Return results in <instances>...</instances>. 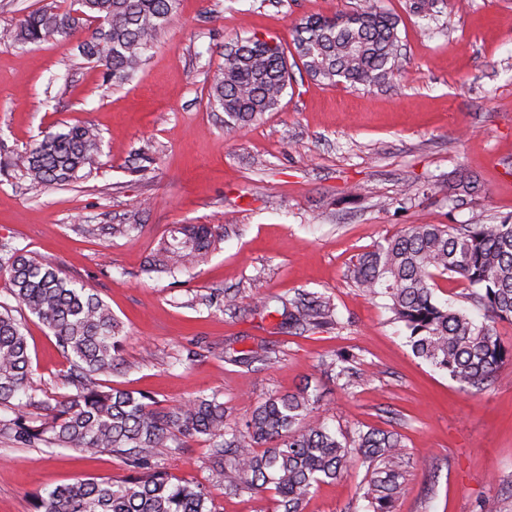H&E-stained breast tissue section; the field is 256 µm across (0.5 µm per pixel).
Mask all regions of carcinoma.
<instances>
[{"label":"carcinoma","mask_w":512,"mask_h":512,"mask_svg":"<svg viewBox=\"0 0 512 512\" xmlns=\"http://www.w3.org/2000/svg\"><path fill=\"white\" fill-rule=\"evenodd\" d=\"M180 0H70L53 2L21 18L10 32L14 45L69 38L83 24L91 36L79 45L86 60L105 67L112 84L131 80L145 51L176 19ZM398 19L378 0H362L352 14L311 16L295 25L293 46L305 72L327 84L371 86L400 75L403 58ZM290 80L280 44L244 38L224 55V69L213 79L209 97L224 110V124L237 132L276 110ZM100 134L87 124L46 132L8 162L34 188L74 183L101 165ZM476 189L471 176L458 172L448 181V198L461 200ZM182 237L162 241L149 271L172 274L194 267L215 248L207 224L180 228ZM0 273L8 275L16 306L0 305V405L27 394L31 356L23 322L13 311L37 318L70 358L69 378L76 393L54 407L38 426L22 416L0 424L20 443L75 448L83 454H116L131 470L121 481L78 478L37 497L35 512H215L205 489L173 482L155 469L159 456L187 439L207 435L212 475L224 494L273 492V512H304L315 485L340 478L354 459L367 466L362 499L368 512H389L404 493V448L400 435L370 428L347 436L332 431L315 415L317 395L303 386L271 395L242 424L229 422L218 396L200 395L173 407H158L152 397L125 389H99V377L119 365L121 326L109 306L55 265L24 247L0 242ZM458 278L471 288L470 300L483 321L435 297L436 279ZM356 287L387 300L394 320L409 331L413 353L445 371L468 392L487 390L501 367L512 361L495 324L512 322V224H413L403 233L362 253L352 270ZM281 317L288 334L338 324L335 308L318 295L260 300ZM235 363L250 366L274 360L264 343L237 351ZM352 358L326 363L347 387L355 382Z\"/></svg>","instance_id":"1"}]
</instances>
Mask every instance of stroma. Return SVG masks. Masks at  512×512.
Segmentation results:
<instances>
[{"instance_id": "1", "label": "stroma", "mask_w": 512, "mask_h": 512, "mask_svg": "<svg viewBox=\"0 0 512 512\" xmlns=\"http://www.w3.org/2000/svg\"><path fill=\"white\" fill-rule=\"evenodd\" d=\"M48 0H0V165L75 123L101 133L102 165L84 182L35 190L0 169V241L52 260L98 294L122 326L121 364L103 389L140 391L164 405L219 393L231 419L304 383L330 427L389 430L405 445V494L392 512H477L485 499L512 512V363L471 395L417 358L384 299L356 288L358 256L412 224H490L512 219V0H437L429 16L408 0H380L400 20L404 69L394 83L351 88L309 77L301 63L278 110L228 132L209 100L211 81L238 39L292 50L302 19L350 12L359 0H181L176 21L146 53L136 78L104 84L77 39L13 46L26 12ZM481 194L462 204L435 186L458 171ZM359 195H349L350 186ZM132 224L128 236L92 237L89 226ZM179 224L211 225L219 241L194 269L146 272L158 242ZM329 300L337 326L291 335L256 303L299 291ZM240 306L224 307L225 293ZM33 405H0L47 421L74 393L68 360L36 318L24 320ZM264 342L277 357L246 368L226 341ZM354 355L361 381L344 389L322 362ZM209 436L158 460L171 480L209 491L217 512H271L270 497H228L212 476ZM431 460L434 471L421 466ZM110 452L27 447L0 434V512H34L37 494L79 477L121 480ZM361 463L318 484L305 512H364Z\"/></svg>"}]
</instances>
